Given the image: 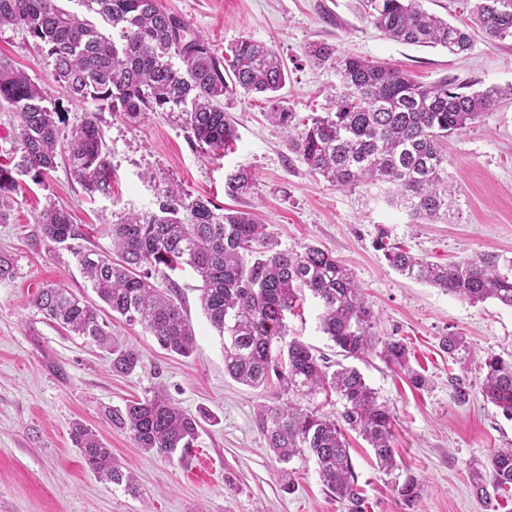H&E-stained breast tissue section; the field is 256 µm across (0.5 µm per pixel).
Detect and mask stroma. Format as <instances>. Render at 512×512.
<instances>
[{"label":"stroma","mask_w":512,"mask_h":512,"mask_svg":"<svg viewBox=\"0 0 512 512\" xmlns=\"http://www.w3.org/2000/svg\"><path fill=\"white\" fill-rule=\"evenodd\" d=\"M209 38L220 52L240 39L274 46L288 67L281 91L295 127L322 114L339 84L336 70L306 57L310 44L325 42L338 53L384 62L422 84L444 79L483 88L512 84V41L489 42L475 23L473 0H424L449 23L467 26L472 49L451 55L386 37L364 20L354 0H159ZM0 59L23 70L56 105L63 130L99 113L112 170L108 194H88L58 162L45 186L29 176L18 188L0 251L15 262L13 279L0 281V512H343L321 483L313 458L280 463L256 422L257 407L276 401L274 388H253L224 372L222 338L199 302L198 282L174 273L178 300L195 332L190 357L162 349L140 326L112 312L103 318L112 336L133 345L140 358L128 376L113 374L104 351L47 320L30 303L33 292L56 283L84 297L94 292L69 250L36 243V215L54 201L85 234L80 245L108 254L111 227L131 213L155 211L170 186L218 206L245 209L265 224L279 249L316 245L348 265L379 313L381 335L404 339L412 367L428 388L415 389L403 372L379 355L357 367L393 416L397 469L381 471L371 448L350 434V456L365 497L366 512H486L470 483L472 468L492 449L512 447V419L484 401L480 366L488 353L512 354V308L494 300L476 305L400 275L377 247L399 245L433 263L485 257L512 261V102L486 110L444 144L457 204L447 220L423 224L387 204L377 191L350 192L309 173L289 151L282 129L267 118L263 96L224 102L236 129L225 150L193 141L178 113L151 112L142 123L99 111L93 101L70 100L55 81L45 52L23 29L0 28ZM251 169V195L230 198L224 179ZM322 309L306 297L288 319V335L335 358L322 333ZM462 336L448 355L443 337ZM464 387L466 401L455 398ZM164 389L187 413L201 416L195 452L211 461L213 479L187 475L184 456L164 459L143 453L130 435L102 415ZM91 427L139 488L131 494L100 480L70 440L73 422ZM414 479L420 497L407 505L397 489Z\"/></svg>","instance_id":"35a3bbf8"}]
</instances>
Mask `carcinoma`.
Listing matches in <instances>:
<instances>
[{
    "instance_id": "cac0c4a2",
    "label": "carcinoma",
    "mask_w": 512,
    "mask_h": 512,
    "mask_svg": "<svg viewBox=\"0 0 512 512\" xmlns=\"http://www.w3.org/2000/svg\"><path fill=\"white\" fill-rule=\"evenodd\" d=\"M111 30L59 6V0H0V27L25 29L36 47L52 59L53 76L73 100H92L99 110L122 112L137 121L149 112L179 110L189 136L211 148L228 147L236 131L224 99L265 94L268 118L288 132V149L308 170L332 185L354 191L378 189L385 201L424 223L448 219L456 191L448 175L443 142L492 106L512 100V85L474 89L445 80L422 85L386 63L339 55L326 43L308 47L309 61L336 67L339 88L322 115L293 132V114L278 92L287 68L270 45L249 38L232 48L224 64L209 39L158 0H76ZM358 10L395 41L442 47L451 54L471 50L473 38L429 13L422 0H357ZM473 13L486 38L512 40V0H475ZM0 108L16 113L21 160L17 164L37 185L57 167L66 143L69 171L86 191L109 193L110 174L103 132L96 114L64 134L56 106L38 85L0 60ZM254 174L236 169L224 180V193L238 198L252 192ZM16 179L0 166V223L9 216ZM36 240L67 245L82 237L69 213L49 206L37 217ZM379 248L401 275L424 282L471 304L494 299L512 308V272L485 258L438 264L390 246ZM97 298L131 324L140 325L161 347L188 357L194 329L174 299L176 284L166 270L191 271L201 282L199 301L224 340V371L258 388L276 380L277 403L261 405L257 423L268 448L288 463L308 454L323 485L345 512H364L345 431L357 432L372 448L380 468L397 466L391 413L378 401L359 370L332 365L309 345L286 339L288 315L305 293L322 306L320 326L343 359L362 360L381 347L386 363L423 387L428 380L409 364L406 343L378 335L379 318L350 270L331 252L308 246L280 250L265 225L246 211L219 208L178 188L164 190L158 210L131 214L112 225V254L73 251ZM168 282L160 287L159 280ZM30 304L61 328L95 343L109 355L112 372L129 375L139 364L130 344L110 335L100 307L57 284L41 288ZM483 399L512 418V358L488 354L480 367ZM333 394L339 411H326L318 394ZM112 425L127 431L145 453L170 458L194 446L199 419L183 411L162 389L122 407H107ZM71 439L85 465L98 477L135 493L134 477L123 471L97 435L76 422ZM472 485L489 512L496 495L512 489V448H496L474 469Z\"/></svg>"
}]
</instances>
